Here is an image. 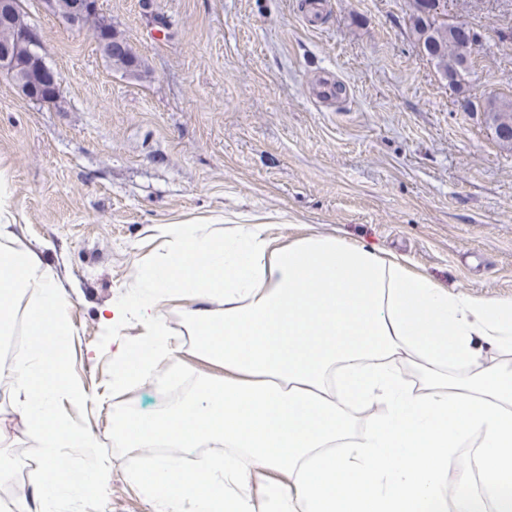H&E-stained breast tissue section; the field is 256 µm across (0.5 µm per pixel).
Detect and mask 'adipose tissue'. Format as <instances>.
Segmentation results:
<instances>
[{
	"label": "adipose tissue",
	"instance_id": "1",
	"mask_svg": "<svg viewBox=\"0 0 512 512\" xmlns=\"http://www.w3.org/2000/svg\"><path fill=\"white\" fill-rule=\"evenodd\" d=\"M0 180V333L18 291L37 290L27 312L29 356L0 366L16 412L42 432L48 464L33 486H85L65 448H91L54 404L90 396L68 373V304L53 272L13 231ZM271 225L169 224V250L146 267L145 291L112 306L109 322L145 329L137 358L118 352L112 389L153 381L179 352L161 313L192 300L187 333L224 375L197 381L182 403L156 412L112 407L126 448L204 449L195 467L170 454L131 481L156 512H512L498 496L512 478V359L485 360L482 345L512 350V299L453 293L412 274L403 256L313 234L288 243ZM414 367L421 384L407 379ZM363 421H355V413ZM476 443L475 454L460 450ZM462 475L445 480L449 467Z\"/></svg>",
	"mask_w": 512,
	"mask_h": 512
}]
</instances>
